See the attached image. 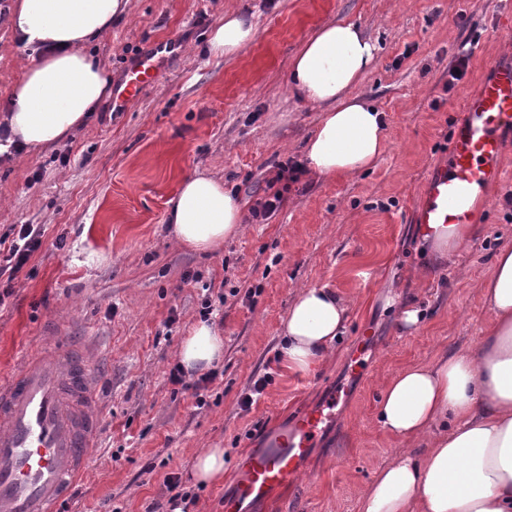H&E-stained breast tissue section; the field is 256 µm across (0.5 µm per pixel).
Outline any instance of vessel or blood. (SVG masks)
I'll use <instances>...</instances> for the list:
<instances>
[{"label":"vessel or blood","mask_w":512,"mask_h":512,"mask_svg":"<svg viewBox=\"0 0 512 512\" xmlns=\"http://www.w3.org/2000/svg\"><path fill=\"white\" fill-rule=\"evenodd\" d=\"M172 48L166 41L142 50L112 88L115 110L160 82L162 59ZM489 72L466 98L448 163L429 179L426 200L412 216L424 235L438 224L477 223L479 202L500 182L512 154V56L495 57ZM97 375L84 345L71 340L43 348L0 378V512H63L99 446ZM328 418L321 408L303 411L269 448L246 451L225 512H244L292 485Z\"/></svg>","instance_id":"b4317fda"}]
</instances>
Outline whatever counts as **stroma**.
Segmentation results:
<instances>
[{
    "instance_id": "35a3bbf8",
    "label": "stroma",
    "mask_w": 512,
    "mask_h": 512,
    "mask_svg": "<svg viewBox=\"0 0 512 512\" xmlns=\"http://www.w3.org/2000/svg\"><path fill=\"white\" fill-rule=\"evenodd\" d=\"M12 3L0 0V102L28 62L7 23ZM510 9L512 0H129L91 50L117 82L143 46L175 41L165 79L124 111L103 103L64 140L0 161V237L19 224L43 229L0 301V377L17 372L52 326L87 343L98 370L100 446L69 512H148L166 503L171 472L199 494L189 512H224L244 451L267 447L300 411L331 399L336 417L298 482L248 512H359L376 473L410 446L376 420L380 379L473 350L493 320L480 285L495 252L512 246V158L454 265L407 217L446 162L451 126L486 61L512 53L498 19ZM228 11L256 27L235 57L208 45ZM343 20L377 47L356 91L385 114L383 155L354 176L302 175L270 219L244 223L214 251L183 247L167 216L184 178L210 174L250 206L279 162L299 158L320 110L290 92L288 64L321 26ZM464 41L473 48L467 73L444 91ZM322 285L349 304L347 327L330 360L300 374L275 359L281 325L300 287ZM206 297L224 359L198 398L175 391L169 372ZM410 308L422 317L411 332L399 323ZM364 331L355 374L350 346ZM266 370L262 398L242 409ZM201 448L223 449L224 478L198 488L190 471Z\"/></svg>"
}]
</instances>
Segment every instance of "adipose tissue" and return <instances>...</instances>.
<instances>
[{
	"mask_svg": "<svg viewBox=\"0 0 512 512\" xmlns=\"http://www.w3.org/2000/svg\"><path fill=\"white\" fill-rule=\"evenodd\" d=\"M126 7L127 0H15L9 26L31 62L0 118L10 131L0 154L15 141L32 149L59 142L108 98L112 75L87 47ZM255 36L251 19L228 13L209 48L232 57ZM375 52L356 22L338 21L323 25L292 60L291 92L322 110L304 149L315 175H353L384 152L385 115L354 92ZM169 222L181 245L209 251L241 232L242 203L222 182L197 173L170 200ZM482 292L493 320L474 351L445 353L383 381L379 425L427 445L419 454L399 453L378 472L361 512H512V246L496 252ZM347 315L332 289H298L279 348L289 370L307 373L323 362ZM223 356V336L205 322L192 327L179 349L189 374Z\"/></svg>",
	"mask_w": 512,
	"mask_h": 512,
	"instance_id": "ef3b65f1",
	"label": "adipose tissue"
}]
</instances>
